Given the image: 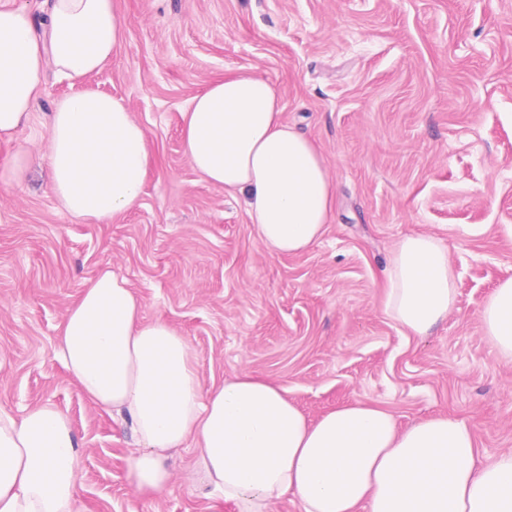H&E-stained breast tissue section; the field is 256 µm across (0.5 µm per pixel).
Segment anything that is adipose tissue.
<instances>
[{"instance_id": "adipose-tissue-1", "label": "adipose tissue", "mask_w": 512, "mask_h": 512, "mask_svg": "<svg viewBox=\"0 0 512 512\" xmlns=\"http://www.w3.org/2000/svg\"><path fill=\"white\" fill-rule=\"evenodd\" d=\"M126 32L118 0H52L40 21L0 0V142L35 122L46 67L69 80L95 72ZM283 109L270 80L231 72L190 101L183 138L203 182L243 196L265 250L292 255L322 239L335 194L320 146ZM151 158L122 100L83 91L56 105L46 151L18 152L7 182L46 167L67 213L106 222L140 204ZM385 272L384 311L410 335H427L455 305L450 252L433 236L401 238ZM480 320L500 359L512 362V278L493 289ZM56 355L92 403L131 428L137 447L126 477L142 498L169 487L175 458L190 445L188 490L232 512H271L288 495L300 512H512V451L485 460L456 418L401 429L388 411L354 401L311 421L284 386L250 372L203 386L189 339L164 319H146L112 269L67 309ZM81 461L76 432L53 404L19 416L0 408V512H84Z\"/></svg>"}]
</instances>
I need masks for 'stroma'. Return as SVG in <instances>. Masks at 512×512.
Returning <instances> with one entry per match:
<instances>
[{
	"mask_svg": "<svg viewBox=\"0 0 512 512\" xmlns=\"http://www.w3.org/2000/svg\"><path fill=\"white\" fill-rule=\"evenodd\" d=\"M127 34L97 72L48 74L37 121L0 143L45 150L62 98H120L154 156L139 207L105 223L64 212L46 169L0 184V407L49 402L82 449L89 512H231L173 481L140 498L125 476L131 431L84 398L57 358L59 325L100 269L122 274L188 337L203 385L241 371L283 385L310 419L352 401L398 425L446 414L484 456L512 450V364L479 318L512 277V0H120ZM268 78L283 117L320 144L334 219L295 255L260 244L244 201L201 182L182 112L216 78ZM430 234L450 250L457 299L429 335L384 312L395 244Z\"/></svg>",
	"mask_w": 512,
	"mask_h": 512,
	"instance_id": "35a3bbf8",
	"label": "stroma"
}]
</instances>
